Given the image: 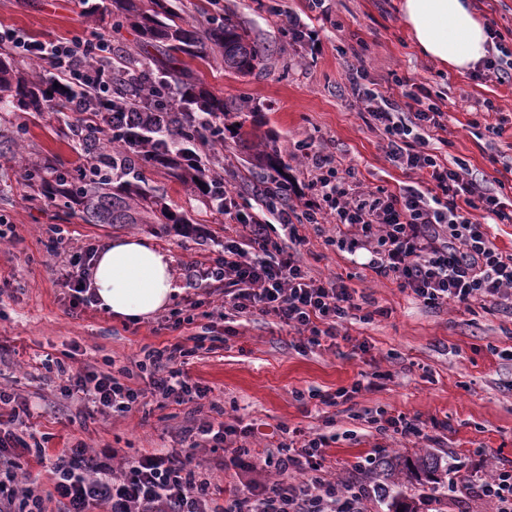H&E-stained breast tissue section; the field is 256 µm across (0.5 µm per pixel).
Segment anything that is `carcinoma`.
<instances>
[{"label":"carcinoma","instance_id":"1","mask_svg":"<svg viewBox=\"0 0 512 512\" xmlns=\"http://www.w3.org/2000/svg\"><path fill=\"white\" fill-rule=\"evenodd\" d=\"M111 7L117 16L112 23L113 35L121 36L125 28L163 47L168 64L151 72V81H182L192 93L195 108L172 109L165 125L150 122L149 112L140 113L123 124L119 133L125 140L122 146L101 138L99 124L104 119L97 112L90 113L78 129L66 121L61 133L78 143L84 162L74 169L62 168L23 154L26 128L16 123V112L40 116L56 105L65 106V95L45 77L40 65L30 63L22 68L10 52L0 51V148H11L13 156L19 158L17 175L31 190L26 197L29 202L44 200L77 213L86 224H157L161 229L173 225L188 231L195 220L173 209L165 191L149 185L146 172L163 169L199 196L210 198L208 175L185 164L182 158L206 144L217 145L212 135L221 134V129L210 131L200 121L210 118L221 125L229 110L224 98L189 82L178 54L199 59L218 55L236 73L249 75L264 67L266 49L250 38L229 11L210 15L207 26L201 29L185 20L167 0H111ZM255 161L261 171L282 167L275 148L258 151ZM439 466V458L431 453L383 460L379 471L381 500L388 512H417L403 494L402 485L423 477L434 479Z\"/></svg>","mask_w":512,"mask_h":512}]
</instances>
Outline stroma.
Listing matches in <instances>:
<instances>
[{"label":"stroma","mask_w":512,"mask_h":512,"mask_svg":"<svg viewBox=\"0 0 512 512\" xmlns=\"http://www.w3.org/2000/svg\"><path fill=\"white\" fill-rule=\"evenodd\" d=\"M402 0H328L326 15L316 20L319 44L296 41L281 21L291 11L307 17L308 0H220L234 12L251 38L271 48L263 70L241 75L222 61L187 59L197 84L223 96L233 111L224 131V155L237 173L235 186L250 197L258 177L253 151L240 140L255 132L275 147L283 174L300 195L307 179L299 157L306 149L328 144L354 170L362 189L391 191L410 185V177L385 157L384 135L351 91L350 80L364 72L367 83L381 90L395 77L412 76L424 84L447 114L448 142L437 154L457 161L469 174L498 190L512 187V85L478 81L423 57L414 45L400 11ZM98 8L96 26L86 22V4ZM474 15L494 28L500 42L512 50V0H469ZM110 0H0V25L19 29L38 40L68 38L110 27ZM491 102L490 125L475 124L476 112ZM27 128L26 148L35 157L57 164L78 165L75 143L58 136L61 114H18ZM152 186L163 189L176 210L197 218L196 232L159 233L142 224H87L77 214L65 215L51 204H31L28 190L16 180V163L0 156V218L10 229L0 240V389L28 404L36 437L46 449H61L85 441L89 446L118 449L130 459L154 448L178 445L182 434L202 421L190 406L158 407L142 399L137 412L100 413L93 405L66 399L56 373L42 368L40 358H68L72 370H131L138 385L147 375L135 363L144 350L200 333L202 325L173 330L168 310L138 323L122 321L92 307L73 316L68 297L51 268L56 250L93 245L101 248L116 236L149 238L167 252L175 272V287H183V264L204 259L224 244V216L208 199L169 178L150 173ZM301 259L312 275L339 277L366 298L371 321H353L349 341L305 351L289 346V335L264 316L221 318L224 292L213 285H196V298L209 302L206 325L228 344L199 350L186 370L193 381L210 388V397L231 424H253L246 444L255 452L275 446L282 427L299 426L313 433L337 434L326 450L332 476L375 486L374 470L354 465L375 453V432L360 419L367 409L418 416L424 423H447L438 441L395 440L387 455L435 453L442 467L469 481L502 466H512V312L486 305L449 303L424 306L400 291L392 280L376 276L351 262L347 253L307 226ZM226 336V335H225ZM369 352H362L361 343ZM374 380L373 389L353 402L322 404L358 379ZM410 497H424L422 512H437V498L448 500V512H490V504L466 491L437 490L418 484L403 488Z\"/></svg>","instance_id":"35a3bbf8"}]
</instances>
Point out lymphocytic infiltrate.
I'll return each mask as SVG.
<instances>
[{"mask_svg":"<svg viewBox=\"0 0 512 512\" xmlns=\"http://www.w3.org/2000/svg\"><path fill=\"white\" fill-rule=\"evenodd\" d=\"M0 49L41 64L67 91L69 120L81 124L89 112H134L133 100H118L116 84L140 80L138 66L116 63L112 43L103 34L76 35L65 40H35L0 28ZM358 100L370 103L369 115L386 137L387 158L422 176L434 195L414 187L399 192L361 190L329 146L304 153L310 199L281 192L270 176L255 191L257 209L243 213L232 187L235 172L221 165L214 178L212 199L232 222L224 248L206 261L185 267L190 280L224 287V315L259 314L275 318L292 334L293 347L304 350L336 344L345 323L361 305L356 289L339 279L311 276L292 246L278 241L277 226L306 224L316 234L332 229L336 242L349 254L365 251V265L376 275L392 278L401 291L428 307L448 302L491 303L512 310V254H504L483 226L490 219L512 224V202L465 177L462 167L429 153L430 141L447 131L445 114L428 99L424 85L413 78L396 79L387 96L353 84ZM419 103L403 111L400 99ZM93 247L80 255L60 258L58 282L70 292V307L94 303L89 285ZM193 348L175 342L148 350L140 369L148 370L147 389L123 383L110 372L88 369L64 376V397L87 401L119 413L131 412L144 393L164 401L201 404L209 390L184 371L186 357L205 346L196 334ZM365 421L378 439L425 438L423 422L383 409L368 410ZM249 427L201 422L196 437L184 448H154L131 464L115 469L116 449L87 448L84 443L62 449L52 463L55 489L64 512H369L372 491L367 486L327 479L325 450L335 435L286 427L276 449L251 456L244 441ZM223 451L228 469L258 472L248 484L219 489L194 459L199 450ZM19 465L0 470V504L17 512H46L32 488L22 484ZM223 504H216V495Z\"/></svg>","mask_w":512,"mask_h":512,"instance_id":"f902f5d3","label":"lymphocytic infiltrate"}]
</instances>
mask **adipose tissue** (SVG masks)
<instances>
[{
  "label": "adipose tissue",
  "instance_id": "obj_1",
  "mask_svg": "<svg viewBox=\"0 0 512 512\" xmlns=\"http://www.w3.org/2000/svg\"><path fill=\"white\" fill-rule=\"evenodd\" d=\"M402 15L418 51L449 69L467 70L487 54L486 26L467 0H403ZM90 281L99 310L118 319L151 316L175 293L170 257L133 235L99 250Z\"/></svg>",
  "mask_w": 512,
  "mask_h": 512
}]
</instances>
